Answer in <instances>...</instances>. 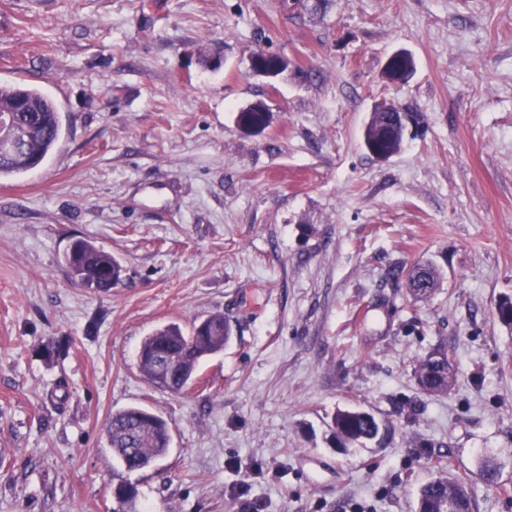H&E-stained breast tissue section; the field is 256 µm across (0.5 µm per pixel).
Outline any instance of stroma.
<instances>
[{
    "label": "stroma",
    "mask_w": 512,
    "mask_h": 512,
    "mask_svg": "<svg viewBox=\"0 0 512 512\" xmlns=\"http://www.w3.org/2000/svg\"><path fill=\"white\" fill-rule=\"evenodd\" d=\"M260 50L289 61L275 85ZM397 50L404 83L381 75ZM0 83L62 120L0 179V512H113L123 484L137 512H415L443 469L512 512V0H0ZM381 100L418 117L385 161L363 144ZM79 238L123 264L111 292L70 280ZM417 261L424 300L388 277ZM213 314L234 335L203 387L139 374L145 337ZM436 349L454 381L429 396ZM128 407L171 432L136 472L107 445ZM344 409L381 435L338 447ZM261 52H256L251 58L250 70L252 75L271 82L278 80L288 70V66L286 67L287 59L280 55L276 58H269L265 54L261 56L259 55ZM436 354H429L417 361L414 374L420 389L429 395L447 393L452 384L448 367L438 363Z\"/></svg>",
    "instance_id": "1"
}]
</instances>
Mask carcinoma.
I'll return each mask as SVG.
<instances>
[{"mask_svg":"<svg viewBox=\"0 0 512 512\" xmlns=\"http://www.w3.org/2000/svg\"><path fill=\"white\" fill-rule=\"evenodd\" d=\"M14 112L28 130V148L0 158V179L24 174L38 167L53 151L61 134L57 106L42 91L23 85L0 84V113ZM394 113L375 115L370 135L381 134L378 147L398 152L402 132H393ZM69 277L96 291L106 292L123 280L124 266L112 253L87 239L73 241L64 255ZM391 277L404 280L410 296L429 297L437 286L438 274L429 264L392 268ZM233 336L224 315L214 314L185 331L177 324L157 329L141 344L137 354L139 373L152 385L181 394L195 383L196 370L206 357L220 353ZM414 374L420 389L429 394L448 392L452 373L435 354L417 361ZM334 434L342 443L375 438L380 430L374 415L362 410H340L333 418ZM108 445L113 459L133 472L150 467L165 456L171 444L168 422L144 408L129 407L112 415L107 424ZM454 502L457 512H474V493L469 480L450 481L436 477L419 490L416 512H441L445 500Z\"/></svg>","mask_w":512,"mask_h":512,"instance_id":"1","label":"carcinoma"}]
</instances>
